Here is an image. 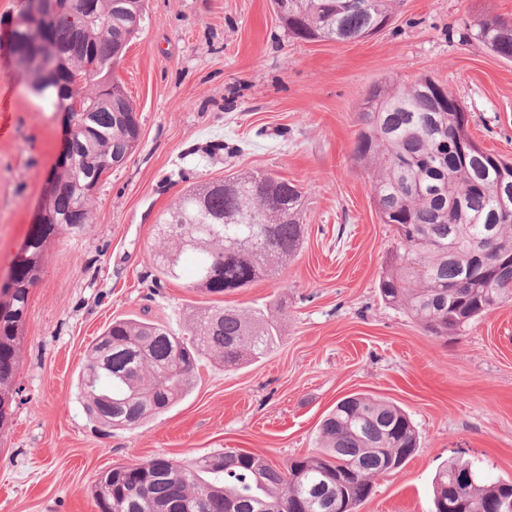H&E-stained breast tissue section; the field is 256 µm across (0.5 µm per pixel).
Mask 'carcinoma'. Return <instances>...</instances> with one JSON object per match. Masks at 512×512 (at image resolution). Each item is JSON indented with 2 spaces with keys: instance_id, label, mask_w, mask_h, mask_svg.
<instances>
[{
  "instance_id": "cac0c4a2",
  "label": "carcinoma",
  "mask_w": 512,
  "mask_h": 512,
  "mask_svg": "<svg viewBox=\"0 0 512 512\" xmlns=\"http://www.w3.org/2000/svg\"><path fill=\"white\" fill-rule=\"evenodd\" d=\"M69 11L49 21L20 9L14 33L47 27L64 49L56 80L35 91L79 128L81 164L55 169L58 185L48 218L26 238L14 263L15 288L0 305V425L9 409L18 368L17 345L28 308V283L40 278L48 244L80 236L94 224L90 183L104 162L133 152L139 136L136 108L116 80L131 40L142 30L145 0H69ZM278 13L288 36L302 42L359 41L389 21L394 0H287ZM470 39L512 60V21L486 16ZM80 79L82 92L69 85ZM430 75L410 83H373L359 115L354 157L371 173L381 221L395 226L397 246L379 276V291L427 334L457 336L476 318L512 301V262L494 250L473 262L500 188H512V160L484 151L467 132L458 101L441 94ZM119 99L127 120L106 106ZM474 150L457 164L448 142ZM304 194L296 184L264 172L234 177L230 187L211 180L184 188L160 219L158 271L184 274L187 287L224 295L262 279L276 280L303 238ZM497 241L512 248V216L495 224ZM276 320L261 310L213 307L193 314L187 335L137 317L115 319L92 344L81 395L94 421L111 429L139 425L192 388L202 362L236 369L265 357L280 341ZM418 435L400 407L362 393L336 402L322 420L319 451L283 467L265 457L227 448L189 463L155 458L112 468L96 485L100 512H357L374 479L401 467ZM469 472L471 479L461 480ZM512 499V481L486 483L469 461L454 460L433 481V512H497Z\"/></svg>"
}]
</instances>
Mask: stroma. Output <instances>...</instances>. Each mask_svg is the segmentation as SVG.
Listing matches in <instances>:
<instances>
[{
	"label": "stroma",
	"mask_w": 512,
	"mask_h": 512,
	"mask_svg": "<svg viewBox=\"0 0 512 512\" xmlns=\"http://www.w3.org/2000/svg\"><path fill=\"white\" fill-rule=\"evenodd\" d=\"M115 75L140 122L134 152L103 181L90 234L61 236L30 291L10 415L0 425V512H99L100 475L153 458L241 448L280 465L314 453L323 417L352 393L407 412L419 446L378 476L359 512H431L433 479L457 459L512 480V301L461 335H427L378 290L397 245L353 157L359 110L380 80H439L470 136L512 158V61L469 41L512 0H397L360 41L289 38L270 0H147ZM20 0H0V280L7 279L63 146L62 116L34 95L10 50ZM262 171L306 194L303 240L279 283L223 296L159 278V214L192 181ZM263 308L281 340L234 370L206 361L189 393L131 429L87 416L79 376L92 340L121 316L184 330L214 305Z\"/></svg>",
	"instance_id": "1"
}]
</instances>
